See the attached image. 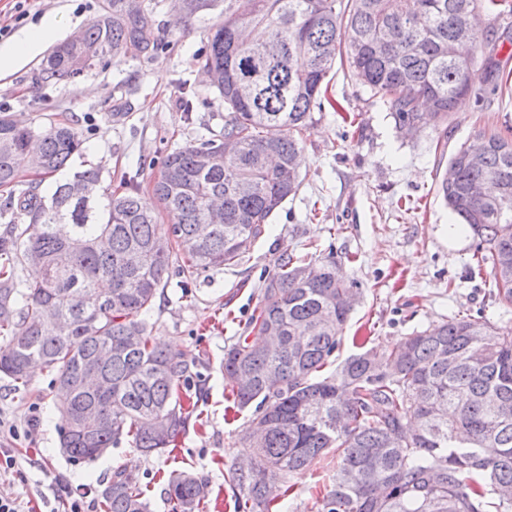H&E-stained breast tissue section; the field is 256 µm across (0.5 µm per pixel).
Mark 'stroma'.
I'll return each mask as SVG.
<instances>
[{"instance_id":"35a3bbf8","label":"stroma","mask_w":512,"mask_h":512,"mask_svg":"<svg viewBox=\"0 0 512 512\" xmlns=\"http://www.w3.org/2000/svg\"><path fill=\"white\" fill-rule=\"evenodd\" d=\"M103 2L36 0L28 20L58 17L54 40L60 43L84 29ZM145 3L155 15V55L111 60L83 77L49 82L40 81L44 58L36 56L0 76V109L25 125L77 121L85 144L72 170L100 168L114 187L122 175H132L147 197L167 153L224 126V103L194 63L224 18V0L188 20L174 0ZM496 59L494 67L472 66V92L447 123L423 126L410 139L401 138L387 105L347 66L335 65L323 106L313 110L303 135L297 195L248 241L239 265L204 272L188 285L170 268L154 302V341L174 344L194 361L197 374L191 390L197 407L173 452L146 455L124 443L94 462L73 464L59 447L51 374L33 371L20 390L0 376V426L21 427L31 418L38 423L29 439L0 433V448L16 459L14 472L0 477V496L17 499L23 512H63L82 493L97 501L113 471L123 469L140 481L149 512H168L165 480L187 468L208 480L209 512H235L227 469L243 451L238 434L249 415L224 398V349L243 335L275 259L312 239L318 257H334L358 288L337 360L354 353V337L390 347L460 310L512 327V306L495 303L492 282L470 278L477 240L467 228L453 234L456 220L437 194L457 149L478 131L512 128V43L500 44ZM116 112L124 113L122 122H113ZM337 462L331 451L293 474L282 512H319Z\"/></svg>"}]
</instances>
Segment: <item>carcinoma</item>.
I'll return each instance as SVG.
<instances>
[{
    "instance_id": "carcinoma-1",
    "label": "carcinoma",
    "mask_w": 512,
    "mask_h": 512,
    "mask_svg": "<svg viewBox=\"0 0 512 512\" xmlns=\"http://www.w3.org/2000/svg\"><path fill=\"white\" fill-rule=\"evenodd\" d=\"M225 0L200 67L224 101V133L166 155L152 201L130 185L102 188L90 166L63 172L84 139L74 122L23 126L0 112V375L26 387L40 365L55 375L60 447L94 461L123 443L150 453L190 422L193 363L152 344L147 317L174 249L186 281L235 265L240 245L299 191L301 140L336 60L411 134L448 121L471 91L479 10L512 16L509 0ZM152 12L140 0H105L81 40L52 51L51 78L101 62L151 57ZM427 111L420 112V103ZM270 128L280 135L267 136ZM38 177L23 179L31 155ZM438 193L479 240L470 276L489 271L512 304V139L479 134L448 160ZM166 214L169 233H160ZM318 244L285 253L260 288L248 335L224 349V385L253 413L240 440L247 468H228L237 512H278L291 473L332 448L339 463L320 512H512V329L453 316L323 368L341 345L356 284ZM91 294L98 304L83 305ZM70 325L56 331L53 319ZM87 409L102 424L90 429ZM170 512H205L208 482L188 471L166 480ZM102 512H148L138 480L116 470Z\"/></svg>"
}]
</instances>
